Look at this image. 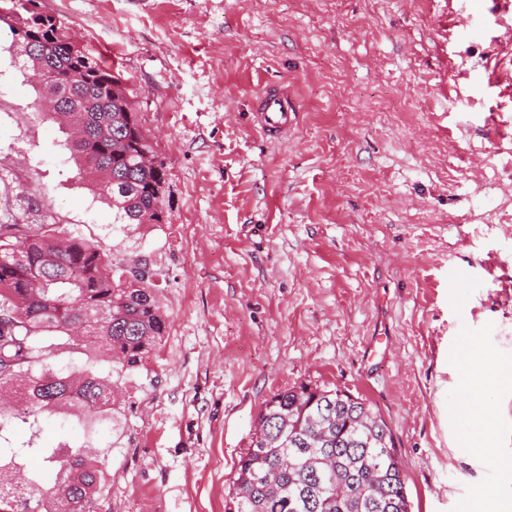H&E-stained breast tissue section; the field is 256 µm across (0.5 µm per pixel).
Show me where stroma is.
Masks as SVG:
<instances>
[{
  "label": "stroma",
  "instance_id": "1",
  "mask_svg": "<svg viewBox=\"0 0 512 512\" xmlns=\"http://www.w3.org/2000/svg\"><path fill=\"white\" fill-rule=\"evenodd\" d=\"M36 2L122 70L169 166V223H118L0 21V223L146 260L167 317L87 450L109 451L99 512H225L265 401L303 382L384 418L413 512H469L478 485L511 500L448 398L462 334L512 357V0ZM268 87L297 111L278 139L253 117Z\"/></svg>",
  "mask_w": 512,
  "mask_h": 512
}]
</instances>
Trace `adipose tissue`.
Instances as JSON below:
<instances>
[{
  "instance_id": "adipose-tissue-1",
  "label": "adipose tissue",
  "mask_w": 512,
  "mask_h": 512,
  "mask_svg": "<svg viewBox=\"0 0 512 512\" xmlns=\"http://www.w3.org/2000/svg\"><path fill=\"white\" fill-rule=\"evenodd\" d=\"M457 356L464 375L454 398L458 411L452 421L460 444L477 456L494 458L504 423L497 412V394L512 390V358L485 348L475 337H460Z\"/></svg>"
}]
</instances>
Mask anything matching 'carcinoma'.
Wrapping results in <instances>:
<instances>
[{"label":"carcinoma","instance_id":"1","mask_svg":"<svg viewBox=\"0 0 512 512\" xmlns=\"http://www.w3.org/2000/svg\"><path fill=\"white\" fill-rule=\"evenodd\" d=\"M30 2L12 27L14 43L34 65L39 58L26 39L40 37L54 69L42 92L64 86L73 95L72 119L84 133L71 147L79 169L122 223H169V168L122 71L86 47L71 49L62 23ZM146 153L156 156L155 167L143 166ZM151 277L147 261L116 266L58 224H0V512H98L104 468L85 445L15 447L10 434L19 422L33 428L92 411L97 419L81 423L90 443L98 425L112 421V373L142 368L167 330ZM80 327L109 372L54 363L78 353ZM34 457L40 465L30 469ZM24 470V481H15ZM227 512H411V503L384 419L358 397L302 383L266 401L240 455Z\"/></svg>","mask_w":512,"mask_h":512}]
</instances>
